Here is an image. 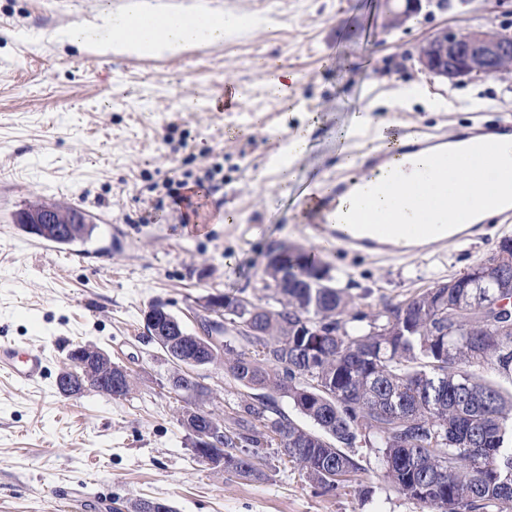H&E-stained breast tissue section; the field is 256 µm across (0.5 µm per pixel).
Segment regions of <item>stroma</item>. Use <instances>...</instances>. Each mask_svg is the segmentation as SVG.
Returning a JSON list of instances; mask_svg holds the SVG:
<instances>
[{"label":"stroma","mask_w":512,"mask_h":512,"mask_svg":"<svg viewBox=\"0 0 512 512\" xmlns=\"http://www.w3.org/2000/svg\"><path fill=\"white\" fill-rule=\"evenodd\" d=\"M0 0V339L43 349L48 377L19 385L0 374V512H108L110 504L168 500L177 512H420L385 477L370 449L362 468L326 492L283 454L272 436L256 450L261 478L246 480L199 462L180 423L194 393L175 391L178 370L148 336L144 316L165 303L188 330L209 299L229 294L270 302L264 268L280 245L314 249L355 308L378 309L430 288L493 253L502 233L445 250L384 261L342 251L304 223L302 205L341 172L342 157L380 146L381 136L421 128L457 132L512 114V82L450 84L421 73L408 54L440 29L489 18L512 26V0H450L407 24L385 26L381 0H269L249 15L252 31L187 48L155 64L132 63L55 35L93 25L115 0ZM298 80L274 92L269 68ZM233 112L214 100L225 83ZM405 102H397L399 92ZM369 111L371 127L349 133ZM310 128L308 148L285 180L277 157ZM224 161V189L199 224L170 209L141 223L156 200L150 184L173 166ZM38 201L92 216L90 241L42 251L13 218ZM90 344L131 374L132 391L109 398L61 394L69 352ZM191 373L210 390L218 418L253 401L224 369Z\"/></svg>","instance_id":"stroma-1"}]
</instances>
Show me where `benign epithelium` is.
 I'll return each instance as SVG.
<instances>
[{
  "label": "benign epithelium",
  "mask_w": 512,
  "mask_h": 512,
  "mask_svg": "<svg viewBox=\"0 0 512 512\" xmlns=\"http://www.w3.org/2000/svg\"><path fill=\"white\" fill-rule=\"evenodd\" d=\"M389 4L386 15V26L403 24L416 16L422 4L434 5L439 9L448 8V0H401L403 6L396 8L391 5L393 0H383ZM409 59L417 63L420 70L434 77L442 78L452 84L474 81L486 77L499 79L512 78V30L495 25H471L462 22L454 27L441 30L433 37L419 43ZM71 218L59 212L32 211L25 217L27 228L36 230L44 224L70 225ZM147 334L158 336L161 327L166 324H179L165 306L156 304L144 316ZM223 349L220 336L214 333L203 337L198 345L191 349L187 356H173L172 360L180 367L204 366L208 364L207 356ZM100 358L112 361L103 350L84 347L77 352L73 361L74 369L66 377L71 396L79 394L91 383L88 374V359ZM212 430L204 427L195 433L194 453L214 454L218 449L211 447Z\"/></svg>",
  "instance_id": "obj_1"
}]
</instances>
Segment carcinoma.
I'll return each mask as SVG.
<instances>
[{
    "mask_svg": "<svg viewBox=\"0 0 512 512\" xmlns=\"http://www.w3.org/2000/svg\"><path fill=\"white\" fill-rule=\"evenodd\" d=\"M95 228L72 224L48 240L71 245ZM494 259L370 313L349 312L350 297L311 255L272 259L266 288L276 305H253V326L228 294L220 296L224 322L203 317L199 325L207 335H235L240 348L227 344L211 362L267 394L244 405L237 432L200 406L182 411L181 424L190 434L201 422L224 429V471L241 478L261 474L246 450L260 445L253 419L324 489L361 470L345 449L362 445L421 512H503L512 505V391L474 371L486 364L512 378V312L499 309L512 295V271ZM319 327L326 335H313ZM88 367L91 390L111 398L131 391L121 366ZM279 396L314 429L282 413Z\"/></svg>",
    "mask_w": 512,
    "mask_h": 512,
    "instance_id": "1",
    "label": "carcinoma"
}]
</instances>
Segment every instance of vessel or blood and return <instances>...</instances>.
<instances>
[{"mask_svg": "<svg viewBox=\"0 0 512 512\" xmlns=\"http://www.w3.org/2000/svg\"><path fill=\"white\" fill-rule=\"evenodd\" d=\"M140 12L143 18L153 24L167 20H186L204 27L221 20L232 26H240L243 13L239 0H118L117 14ZM495 139L512 141V120L498 119L495 124L471 125L465 132L424 135L409 130L397 137L396 144L387 150L373 152L365 157L362 169L370 183H378L394 168L411 172L415 157L443 149H455ZM353 189L351 181L337 179L327 196L311 201L307 211L315 224L321 226L326 235L336 240L346 251L365 252L375 256L397 253L393 239L369 232H357L336 218L340 199L347 197ZM512 222V205L492 210L490 217L473 218L448 232L427 238L426 244L432 249H442L448 243L473 237ZM47 358L42 349L25 346L7 339L0 340V373L6 374L18 384H36L46 373Z\"/></svg>", "mask_w": 512, "mask_h": 512, "instance_id": "b4317fda", "label": "vessel or blood"}]
</instances>
